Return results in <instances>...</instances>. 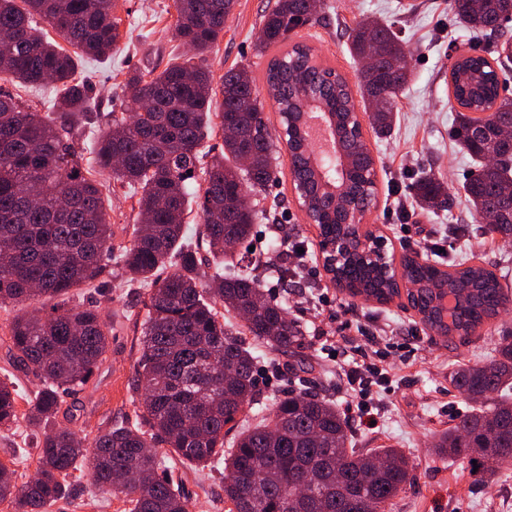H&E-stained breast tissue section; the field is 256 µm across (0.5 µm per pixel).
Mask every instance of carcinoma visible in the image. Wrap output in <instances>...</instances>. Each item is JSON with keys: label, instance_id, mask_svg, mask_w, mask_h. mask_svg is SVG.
I'll return each instance as SVG.
<instances>
[{"label": "carcinoma", "instance_id": "1", "mask_svg": "<svg viewBox=\"0 0 512 512\" xmlns=\"http://www.w3.org/2000/svg\"><path fill=\"white\" fill-rule=\"evenodd\" d=\"M172 40L192 54L159 73L134 71L125 79V111L132 123L111 115L95 140L96 166L138 198L141 225L130 245L113 242L106 218L104 184L91 176L83 153L69 140L75 125H94L88 111L90 87L75 78L74 55L44 36L42 24L59 31L77 55L101 59L117 48L115 0H0V81L41 86L50 79L62 91L57 112H37L0 91V309L66 297L74 288H104L100 277L113 262L134 279L152 280L144 321L135 389L144 399L134 419L96 435L90 457L92 484L100 493L124 497L129 512H189L188 501L166 473L167 454L196 466L224 465V501L229 512H287L298 485L320 498L314 512H386L411 481L412 465L397 448L362 451L352 447L348 419L336 405L308 391L290 392L272 407L260 399L256 355L244 335L273 351L302 345L301 326L288 318L287 301L272 302L257 271L272 269L279 281L301 274L298 249L275 233L277 262L260 259L244 269L226 260L208 283L199 282V247L185 245V224L196 204L203 224L202 248L226 258L228 245L251 236L259 213L243 202L276 180L268 119L256 99L245 66L214 81L204 53L224 34L235 0H174ZM456 23L487 40L485 54L460 55L448 71V87L459 110L452 135L477 163L465 184L472 223L492 235L512 238V98L500 94L488 58L502 55L499 42L512 21V0H448ZM324 0H274L265 14L258 44L282 47L298 27L314 24ZM351 54L372 63L357 73L371 129L388 133L395 99L412 72L397 62L409 56L405 40L381 20L368 18L348 32ZM265 84L275 111L288 115L289 169L298 195L321 240L340 239L347 251L328 269L336 287L352 297L386 304L406 297L423 329L440 336H472L512 308V295L496 274L465 261L444 270L406 253L390 274L365 255L366 242L345 224L349 205L367 211L375 191L364 175L375 159L350 127L357 119L348 79L317 60L312 49L294 44L273 58ZM315 104L336 143L335 161L317 157L302 132L303 113ZM219 126L224 152L208 156L203 143ZM203 184L191 190L196 173ZM417 202L436 209L450 204V191L432 170L412 186ZM175 271L157 276L166 265ZM456 296L450 319L440 301ZM243 321L224 322V313ZM13 361L41 382L18 410L22 393L0 381V432L21 424L43 426L38 441L37 478L17 485L16 470L0 463V500L14 512H46L68 492V478L85 460L76 433L56 427L60 394L87 384L109 346L112 328L93 307L54 305L43 317L8 319ZM451 383L471 401L512 388V339H502L495 358L463 364ZM249 412L257 423L224 448V428ZM164 444L168 452L157 448ZM436 455L477 462L493 474L512 467V400L459 415L436 444Z\"/></svg>", "mask_w": 512, "mask_h": 512}]
</instances>
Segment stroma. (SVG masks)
<instances>
[{
    "instance_id": "stroma-1",
    "label": "stroma",
    "mask_w": 512,
    "mask_h": 512,
    "mask_svg": "<svg viewBox=\"0 0 512 512\" xmlns=\"http://www.w3.org/2000/svg\"><path fill=\"white\" fill-rule=\"evenodd\" d=\"M273 0H237L224 25V34L206 54L214 76L234 66H246L257 79L258 98L278 131L279 117L265 92L263 75L272 51L258 47L265 12ZM322 23L297 29L291 40L312 47L319 60L348 80L357 77L347 45L346 32L365 18L395 22L411 50L412 79L396 100L397 118L391 132L376 136L364 127V139L376 161L375 203L364 223L387 241V252L401 258L422 251L425 242L438 244L435 259L448 262L472 258L512 288V239L478 234L460 240L451 233L456 224L471 221L462 184L473 169L471 158L451 141L455 101L448 90V69L468 52L469 35L452 22L448 0H417L409 12L406 0H325ZM114 14L125 36L120 49L108 60L78 58V69L90 76V106L100 114L122 112L123 80L133 70L163 69L182 48L171 41L168 29L176 20L173 0H116ZM434 169L454 194L452 207L426 216L414 211L411 187L420 172ZM105 182L107 218L114 241L129 244L137 218L133 197L108 173L96 172ZM260 205L275 213V221L260 220L250 244L238 245L233 254L244 260L264 255L274 226L303 248L302 273L285 285L266 277L262 285L275 300H287L288 316L305 330L301 348L281 354L257 343V376L266 404L291 390L306 389L346 408L355 392L339 368L341 356L355 348L368 351L395 342L386 360L390 381L374 388L371 423L352 419L357 447L402 449L413 466L412 480L396 500L394 512H512V469L487 477L460 460L437 458L433 445L439 431L471 407L453 387L450 372L461 364L484 363L503 336L512 333V312L488 321L473 336H438L423 331L406 298L387 304L350 298L330 281L322 266V249L315 225L307 223L296 202L287 156H280L277 180L259 196ZM106 292L76 288L71 305H96L111 325L109 349L87 385L62 396L59 425L93 440L104 429L125 421L134 410L131 383L140 356L142 323L146 316L148 288L130 280L120 267L104 274ZM0 462L16 463L19 481H27L37 468L36 438L29 428L0 438ZM178 480L192 512H228L224 502L223 470L197 471L173 461ZM88 469L77 471L69 499L51 505L47 512H128L120 497L91 491Z\"/></svg>"
}]
</instances>
